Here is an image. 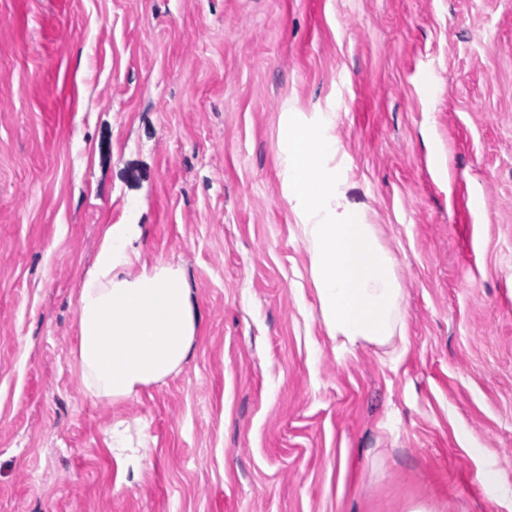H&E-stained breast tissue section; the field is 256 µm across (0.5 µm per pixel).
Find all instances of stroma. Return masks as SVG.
Wrapping results in <instances>:
<instances>
[{"label":"stroma","instance_id":"obj_1","mask_svg":"<svg viewBox=\"0 0 512 512\" xmlns=\"http://www.w3.org/2000/svg\"><path fill=\"white\" fill-rule=\"evenodd\" d=\"M284 112L335 116L397 260L399 359L326 333ZM107 224L181 267L199 322L115 403L74 360ZM421 502L512 512V0H0V512Z\"/></svg>","mask_w":512,"mask_h":512}]
</instances>
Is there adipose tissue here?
<instances>
[{"label": "adipose tissue", "instance_id": "obj_1", "mask_svg": "<svg viewBox=\"0 0 512 512\" xmlns=\"http://www.w3.org/2000/svg\"><path fill=\"white\" fill-rule=\"evenodd\" d=\"M330 123L327 116L306 124L298 113L285 115L284 192L297 217L294 234L308 254L319 314L337 348L373 345L399 358L408 336L397 263L380 226L347 196ZM140 237L139 225H107L78 295L81 384L110 402L178 371L196 337L181 268L142 263Z\"/></svg>", "mask_w": 512, "mask_h": 512}]
</instances>
